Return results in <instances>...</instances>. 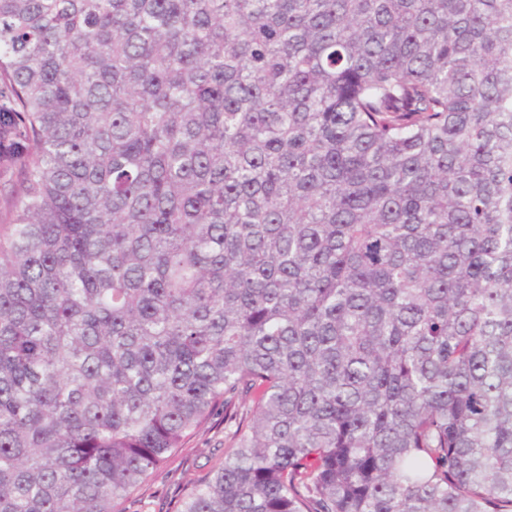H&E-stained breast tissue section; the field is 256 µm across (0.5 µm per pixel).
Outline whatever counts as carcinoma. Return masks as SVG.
Here are the masks:
<instances>
[{
	"label": "carcinoma",
	"mask_w": 512,
	"mask_h": 512,
	"mask_svg": "<svg viewBox=\"0 0 512 512\" xmlns=\"http://www.w3.org/2000/svg\"><path fill=\"white\" fill-rule=\"evenodd\" d=\"M512 512V0H0V512ZM217 448H224V424L221 419L206 425L186 440L169 463L150 478L144 495L138 497L140 500L127 504L130 512L168 510L171 499L174 500L182 490L204 477L216 464L220 455ZM143 503L146 507H142Z\"/></svg>",
	"instance_id": "obj_1"
}]
</instances>
